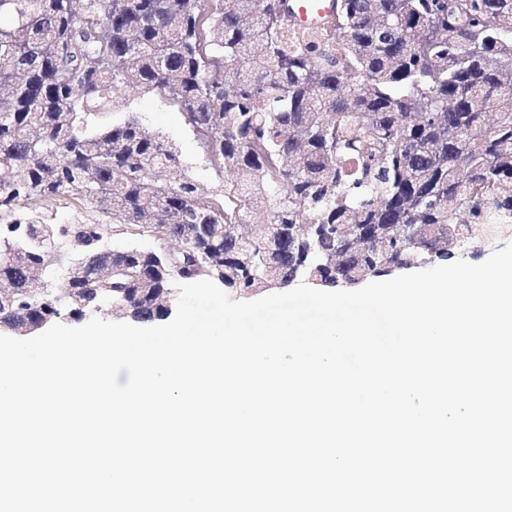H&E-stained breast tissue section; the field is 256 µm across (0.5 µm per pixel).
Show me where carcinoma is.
<instances>
[{
    "label": "carcinoma",
    "instance_id": "cac0c4a2",
    "mask_svg": "<svg viewBox=\"0 0 512 512\" xmlns=\"http://www.w3.org/2000/svg\"><path fill=\"white\" fill-rule=\"evenodd\" d=\"M131 83L206 134L224 203L114 112ZM33 197L107 203L116 224H0L11 329L104 303L165 320L180 282L241 298L448 261L512 215V0H336L316 30L278 0H0V208ZM410 225L431 252L408 255Z\"/></svg>",
    "mask_w": 512,
    "mask_h": 512
}]
</instances>
